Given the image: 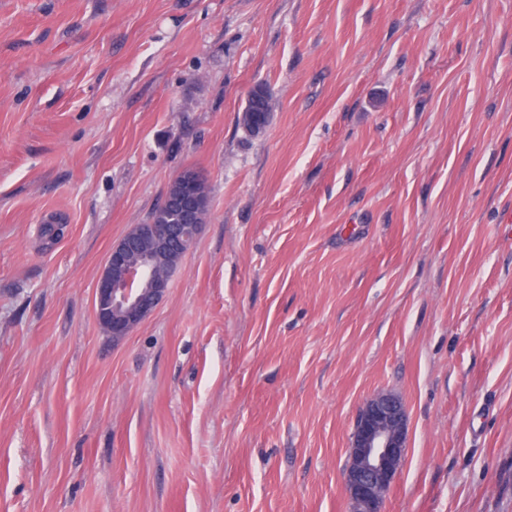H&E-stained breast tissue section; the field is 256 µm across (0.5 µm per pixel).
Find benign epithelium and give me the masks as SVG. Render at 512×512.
Returning a JSON list of instances; mask_svg holds the SVG:
<instances>
[{
    "label": "benign epithelium",
    "instance_id": "7a95c632",
    "mask_svg": "<svg viewBox=\"0 0 512 512\" xmlns=\"http://www.w3.org/2000/svg\"><path fill=\"white\" fill-rule=\"evenodd\" d=\"M202 207L196 193L166 195L160 208L168 212V223L150 220L138 225L139 235L153 241L157 253H142L134 261L122 242L112 246L94 295L96 320L112 339L130 335L166 296L169 283L158 274L142 281L144 269L157 270L158 251L171 243L180 241L185 252L191 251L202 230ZM406 448V410L398 397L378 394L359 408L344 472L348 499L356 512H381L383 495L399 471Z\"/></svg>",
    "mask_w": 512,
    "mask_h": 512
}]
</instances>
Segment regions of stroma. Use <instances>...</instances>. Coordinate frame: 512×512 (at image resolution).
Listing matches in <instances>:
<instances>
[{
    "mask_svg": "<svg viewBox=\"0 0 512 512\" xmlns=\"http://www.w3.org/2000/svg\"><path fill=\"white\" fill-rule=\"evenodd\" d=\"M188 167L208 219L112 340ZM385 392L382 512H512V0H0V512H351ZM259 87V105L255 101V94L256 91H254L252 94V90L248 94L247 102L242 109L241 113H252L254 116V121L259 125L261 120H265L266 115H268L270 112H272V97L268 93V91L262 86L258 85ZM251 94V95H250ZM240 113V114H241ZM123 238L112 246L96 281L94 295L96 320L113 340L129 336L157 308L169 289V283L157 272L160 254L142 253L134 262L123 248ZM143 267L156 274L139 288ZM116 311L122 312L119 318H113ZM406 410L392 394H377L355 417L344 472L348 499L357 512H380L407 448Z\"/></svg>",
    "mask_w": 512,
    "mask_h": 512,
    "instance_id": "1",
    "label": "stroma"
}]
</instances>
